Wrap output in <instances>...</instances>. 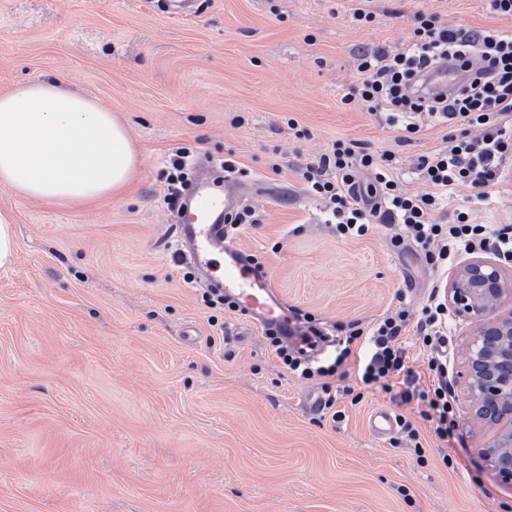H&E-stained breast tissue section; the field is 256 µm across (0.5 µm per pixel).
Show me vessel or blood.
I'll list each match as a JSON object with an SVG mask.
<instances>
[{"label": "vessel or blood", "instance_id": "b4317fda", "mask_svg": "<svg viewBox=\"0 0 512 512\" xmlns=\"http://www.w3.org/2000/svg\"><path fill=\"white\" fill-rule=\"evenodd\" d=\"M212 187V170L202 165L176 226L175 256L191 262L203 281L223 289L225 296L236 301L252 328H271L294 343H302L306 329L295 320L269 272L248 262L246 251L224 238V216L234 210L241 188L225 186L224 200L218 203ZM367 427L374 438L390 440L399 430L398 415L388 407L376 408Z\"/></svg>", "mask_w": 512, "mask_h": 512}]
</instances>
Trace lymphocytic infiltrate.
Masks as SVG:
<instances>
[{
	"label": "lymphocytic infiltrate",
	"instance_id": "1",
	"mask_svg": "<svg viewBox=\"0 0 512 512\" xmlns=\"http://www.w3.org/2000/svg\"><path fill=\"white\" fill-rule=\"evenodd\" d=\"M413 43L402 51H363L358 56L362 81L350 87L344 102H357L386 125L415 134L435 123L453 133L447 148L420 156L416 169L427 192L404 191L397 177L394 152L376 154L361 142H337L303 172L309 192L325 201L330 222L343 239L366 236L375 224L394 225L395 246L411 245L437 272H446L459 255L493 251L512 261L511 224H475L467 213L452 222H435L431 214L442 197L460 185L492 195L512 177V34L496 29H451L436 15L416 17ZM456 59L467 71L460 91L451 98H424L409 87L441 57ZM429 356L426 374L408 364L402 341L407 325ZM441 306L427 300L417 316L401 308L373 325L353 321L334 335L325 357L307 360L274 333L266 338L288 371L308 381L356 374L368 388L391 394L400 403H415L421 420L446 444L457 437V403L448 373L433 351L446 333Z\"/></svg>",
	"mask_w": 512,
	"mask_h": 512
}]
</instances>
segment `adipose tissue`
<instances>
[{
  "label": "adipose tissue",
  "instance_id": "1",
  "mask_svg": "<svg viewBox=\"0 0 512 512\" xmlns=\"http://www.w3.org/2000/svg\"><path fill=\"white\" fill-rule=\"evenodd\" d=\"M138 164L127 128L97 98L37 79L0 94V186L72 205L123 190Z\"/></svg>",
  "mask_w": 512,
  "mask_h": 512
}]
</instances>
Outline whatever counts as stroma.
Listing matches in <instances>:
<instances>
[{
  "instance_id": "obj_1",
  "label": "stroma",
  "mask_w": 512,
  "mask_h": 512,
  "mask_svg": "<svg viewBox=\"0 0 512 512\" xmlns=\"http://www.w3.org/2000/svg\"><path fill=\"white\" fill-rule=\"evenodd\" d=\"M371 12L368 23L354 9ZM425 11L454 28L512 33L486 0H199L195 17L154 0H0V92L49 77L108 104L138 156L129 186L84 205L47 204L0 187L16 252L0 268V512H504L512 485L479 454L478 422L456 373L468 328L448 320V382L466 464L446 467L414 405L365 390L332 423L303 400L261 332L227 313L211 325L205 284L178 265L161 171L178 148L231 158L245 206L260 216L236 238L259 255L290 306L325 325L373 323L443 296L450 275L393 246L390 226L336 237L302 169L334 142L411 166L445 146L432 125L405 141L360 105L362 48L402 49ZM512 224V187L481 199L460 186L434 214ZM193 340H185V328ZM414 422L424 456L402 435L381 442L375 408Z\"/></svg>"
}]
</instances>
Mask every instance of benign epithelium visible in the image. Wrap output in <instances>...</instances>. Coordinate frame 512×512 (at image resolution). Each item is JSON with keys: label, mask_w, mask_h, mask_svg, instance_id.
<instances>
[{"label": "benign epithelium", "mask_w": 512, "mask_h": 512, "mask_svg": "<svg viewBox=\"0 0 512 512\" xmlns=\"http://www.w3.org/2000/svg\"><path fill=\"white\" fill-rule=\"evenodd\" d=\"M454 314L469 324L461 378L475 418L499 430L480 449L490 467L512 484V281L501 266L474 258L454 274L445 292Z\"/></svg>", "instance_id": "7a95c632"}]
</instances>
